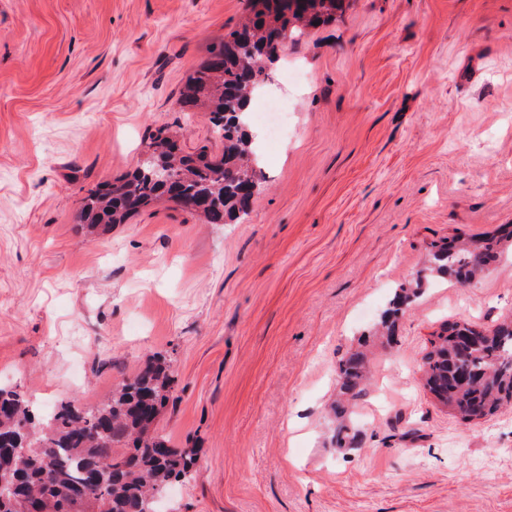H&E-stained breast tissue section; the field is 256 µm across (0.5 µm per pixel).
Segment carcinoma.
<instances>
[{
  "instance_id": "cac0c4a2",
  "label": "carcinoma",
  "mask_w": 512,
  "mask_h": 512,
  "mask_svg": "<svg viewBox=\"0 0 512 512\" xmlns=\"http://www.w3.org/2000/svg\"><path fill=\"white\" fill-rule=\"evenodd\" d=\"M345 0H247L241 24L212 45L181 94L180 104L211 115L224 140L216 159L204 150L180 152L176 136L159 130L149 147L156 162L138 163L129 174L82 198L79 223L124 224L136 212L167 201L194 199L209 224H225L248 214L258 183L249 106L267 69L313 23L342 10ZM170 170L167 182L157 167ZM512 239V225L500 235L459 238L434 245L429 264L413 281L399 285L383 312L376 339L395 340L397 321L414 306L427 282L450 277L462 285L488 274ZM478 340L469 343L466 337ZM424 388L458 420L468 425L512 406V318L485 329L448 321L428 340L422 357ZM368 380L366 354L347 352L336 366L335 438L340 448H356L360 433L351 425L354 402ZM175 377L169 366L149 361L132 376L113 384L104 400L84 407L62 401L46 415L19 388L0 387V451L12 479L0 497V512H155L154 499L172 482L193 478L195 457L173 448L155 432L161 407Z\"/></svg>"
}]
</instances>
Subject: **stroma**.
I'll use <instances>...</instances> for the list:
<instances>
[{
  "instance_id": "1",
  "label": "stroma",
  "mask_w": 512,
  "mask_h": 512,
  "mask_svg": "<svg viewBox=\"0 0 512 512\" xmlns=\"http://www.w3.org/2000/svg\"><path fill=\"white\" fill-rule=\"evenodd\" d=\"M246 0H0V383L91 404L170 362L157 421L198 473L162 512H512V409L462 425L420 384L446 320L512 315V258L431 280L334 448L336 365L433 244L512 224V0H346L264 88L288 103L248 215L159 205L99 236L88 191L161 128L220 155L180 92Z\"/></svg>"
}]
</instances>
